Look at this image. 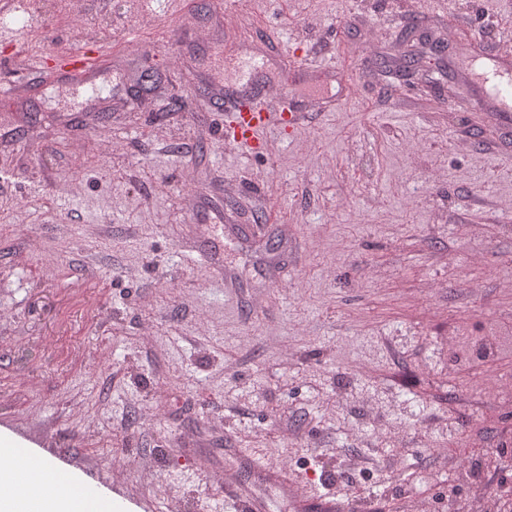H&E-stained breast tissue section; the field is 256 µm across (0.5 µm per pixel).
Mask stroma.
<instances>
[{"mask_svg":"<svg viewBox=\"0 0 512 512\" xmlns=\"http://www.w3.org/2000/svg\"><path fill=\"white\" fill-rule=\"evenodd\" d=\"M184 2L0 0V84L33 81L0 96V426L140 512H234L228 448L350 512H512V128L455 63L512 0ZM82 27L109 90L64 97L38 62ZM217 40L265 59L248 102ZM284 55L335 66L328 110L226 144L308 97L266 100ZM272 126L275 124L261 112H237L227 140H233L237 144L256 143L262 147L264 145V142L261 141L262 136Z\"/></svg>","mask_w":512,"mask_h":512,"instance_id":"obj_1","label":"stroma"}]
</instances>
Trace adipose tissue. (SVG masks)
<instances>
[{
    "label": "adipose tissue",
    "instance_id": "ef3b65f1",
    "mask_svg": "<svg viewBox=\"0 0 512 512\" xmlns=\"http://www.w3.org/2000/svg\"><path fill=\"white\" fill-rule=\"evenodd\" d=\"M111 497L0 427V512H113Z\"/></svg>",
    "mask_w": 512,
    "mask_h": 512
}]
</instances>
